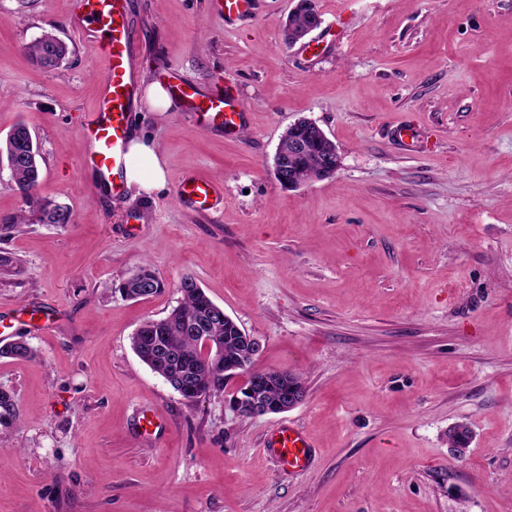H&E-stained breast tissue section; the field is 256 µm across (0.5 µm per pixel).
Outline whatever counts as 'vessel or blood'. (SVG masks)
I'll use <instances>...</instances> for the list:
<instances>
[{
  "label": "vessel or blood",
  "instance_id": "obj_1",
  "mask_svg": "<svg viewBox=\"0 0 512 512\" xmlns=\"http://www.w3.org/2000/svg\"><path fill=\"white\" fill-rule=\"evenodd\" d=\"M75 26L88 42L97 46L102 57L100 90L94 110L81 125L87 144L85 163L91 164L100 178L110 183L113 192H121L118 177L125 167L129 138V114L138 100L132 52V30L128 19V0H76ZM213 7L228 23L252 17L254 0H212ZM210 127L225 134H238L245 123L241 103L230 94L213 97L198 105ZM178 199L191 207L210 210L224 201V186L202 175L185 176L176 187ZM137 434L148 440L160 438L166 431L164 416L155 408H144L135 421ZM311 438L293 424L279 426L267 435L264 449L288 468L290 473L304 472L310 465Z\"/></svg>",
  "mask_w": 512,
  "mask_h": 512
}]
</instances>
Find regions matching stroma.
<instances>
[{
    "label": "stroma",
    "mask_w": 512,
    "mask_h": 512,
    "mask_svg": "<svg viewBox=\"0 0 512 512\" xmlns=\"http://www.w3.org/2000/svg\"><path fill=\"white\" fill-rule=\"evenodd\" d=\"M296 3L229 25L211 0H129L141 83L231 84L249 126L137 106L166 185L115 196L83 163L100 57L74 0H0V139L29 126L37 194L72 219L0 235V316H58L20 330L34 359L0 357V512H512V0H318L322 26L291 46ZM45 33L71 49L60 68L27 52ZM301 119L341 166L287 190L273 162ZM190 173L223 183L222 209L178 203ZM143 263L161 294L113 291ZM186 276L260 341L257 369L302 377L300 404L242 417L139 360L132 334ZM143 405L165 414L160 441L130 432ZM284 421L315 444L303 473L263 450Z\"/></svg>",
    "instance_id": "obj_1"
}]
</instances>
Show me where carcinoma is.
<instances>
[{
    "mask_svg": "<svg viewBox=\"0 0 512 512\" xmlns=\"http://www.w3.org/2000/svg\"><path fill=\"white\" fill-rule=\"evenodd\" d=\"M316 12L314 0H301V6L291 17L295 26L308 22ZM33 60L43 68H58L66 56L71 54L68 44L58 37L46 33L28 47ZM296 136L305 142L302 154L289 161L295 168L299 182L314 179L313 157L324 146V142L315 139L307 130H297ZM32 134L27 124L19 122L10 130L4 142H0V154L6 158L12 179L18 190L27 194L29 206L39 213L43 224L65 226L71 223V214L67 207L44 201L35 195L39 182L38 160L28 156L29 140ZM147 283L153 288L152 294L161 293L165 284L156 272L147 264L135 268L131 274L113 286L122 297L138 299L136 285ZM181 299L169 314L158 320H149L140 326L131 337L133 351L147 364L161 362L165 371L186 381L181 397L189 402L208 395L209 391L219 394L224 391L227 379L224 365L210 364L204 357L200 336H208L214 343H224V359L235 362L245 350L244 340L237 323L232 318H224V309L215 304L190 277H184L179 283ZM205 321L202 335L188 330L193 322ZM294 385L305 392L301 377L287 374L274 377L264 389L265 400L274 405Z\"/></svg>",
    "mask_w": 512,
    "mask_h": 512,
    "instance_id": "carcinoma-1",
    "label": "carcinoma"
}]
</instances>
